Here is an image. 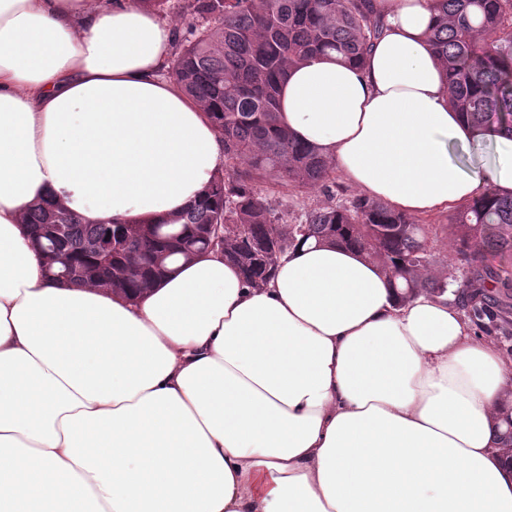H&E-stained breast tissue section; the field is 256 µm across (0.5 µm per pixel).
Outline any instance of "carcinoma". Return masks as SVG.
Here are the masks:
<instances>
[{"mask_svg": "<svg viewBox=\"0 0 512 512\" xmlns=\"http://www.w3.org/2000/svg\"><path fill=\"white\" fill-rule=\"evenodd\" d=\"M159 15L191 18L192 39L174 47L169 77L198 101L224 139V169L176 224L112 226V249L97 251L107 225L87 224L56 203L21 216L45 271L56 279V243L39 234L46 224L63 231L75 260L73 283L120 290L134 297L170 272L168 264L207 253L234 262L254 288L266 286L275 262L314 239L341 243L381 263L402 300L443 293L448 276L434 273L426 228L385 202L356 195L336 199L332 162L296 140L279 119V88L289 69L306 58L334 52L362 61L384 31L374 0H140ZM437 23L428 41L442 64L450 104L479 130L512 133V0H433ZM272 181L304 188L316 201L301 207L292 224L280 223L277 206L257 191ZM448 247L508 286L509 276L484 265L486 254L512 252V197L492 192L455 208ZM458 303L480 321L487 309L471 292Z\"/></svg>", "mask_w": 512, "mask_h": 512, "instance_id": "obj_1", "label": "carcinoma"}]
</instances>
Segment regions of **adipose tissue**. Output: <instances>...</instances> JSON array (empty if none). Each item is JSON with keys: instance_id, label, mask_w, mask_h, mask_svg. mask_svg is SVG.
<instances>
[{"instance_id": "obj_1", "label": "adipose tissue", "mask_w": 512, "mask_h": 512, "mask_svg": "<svg viewBox=\"0 0 512 512\" xmlns=\"http://www.w3.org/2000/svg\"><path fill=\"white\" fill-rule=\"evenodd\" d=\"M365 63L292 68L281 120L363 195L420 217L512 196V138L448 103L431 0H375ZM139 0H0V512H512V361L447 294L399 302L308 242L249 286L222 255L138 298L49 279L21 215L168 224L224 165Z\"/></svg>"}]
</instances>
